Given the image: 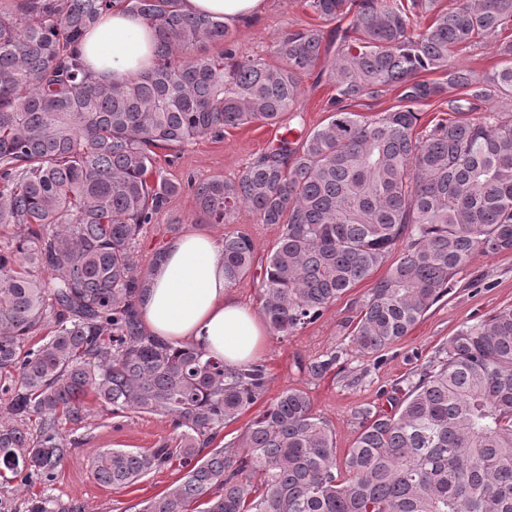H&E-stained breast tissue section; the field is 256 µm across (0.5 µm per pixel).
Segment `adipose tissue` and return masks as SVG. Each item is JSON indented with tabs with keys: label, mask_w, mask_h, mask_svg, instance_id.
Wrapping results in <instances>:
<instances>
[{
	"label": "adipose tissue",
	"mask_w": 512,
	"mask_h": 512,
	"mask_svg": "<svg viewBox=\"0 0 512 512\" xmlns=\"http://www.w3.org/2000/svg\"><path fill=\"white\" fill-rule=\"evenodd\" d=\"M182 8L217 17L229 26H244L260 18L265 0H182ZM156 48L154 27L115 7L86 33L81 52L96 76L121 83L151 69ZM228 289L220 243L189 232L169 240L159 251L139 292L140 318L153 335L192 345L230 366L245 365L260 358L268 327Z\"/></svg>",
	"instance_id": "obj_1"
}]
</instances>
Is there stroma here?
<instances>
[{"label": "stroma", "instance_id": "stroma-1", "mask_svg": "<svg viewBox=\"0 0 512 512\" xmlns=\"http://www.w3.org/2000/svg\"><path fill=\"white\" fill-rule=\"evenodd\" d=\"M313 14L303 0H269L254 24L233 28L232 34L243 55L270 59L279 38L298 24L313 22ZM328 85L317 83L315 75L302 82L300 109L285 113L281 128L311 131L327 118ZM265 129L259 125L230 130L223 139L201 138L185 147L180 155L159 151L156 165L163 176L181 183L183 189L172 196L153 224L140 236L136 251L142 267H149L154 254L178 233L195 228L193 192L188 182L201 183L216 177L235 178L253 159L265 151ZM201 232L223 239L234 232L248 234L255 246V271L232 285L231 294L249 307H257L259 273L279 235L277 226L256 223L248 211H240L234 223L204 224ZM372 286L363 280L336 301L313 324L288 338L269 336L261 357L270 372L268 398L287 388L307 391L315 411L327 419L335 433L336 451L345 455L359 431L356 409L372 405L382 410L392 407L394 384L424 365L462 325L476 322L499 309L512 306V254H474L448 295L433 306L407 336L378 353L363 356L349 347L345 321L354 313L356 301L364 299ZM345 350L343 372L324 379H311L305 371L310 359L332 349ZM169 418L154 414L125 413L92 416L75 434L77 445L63 462L51 486L33 484L28 493L17 495L18 512H24L28 498H46L52 512H136L139 502L152 498L179 476L171 467L151 474L132 486L115 490L100 484L93 475L92 455L99 448H154L171 438Z\"/></svg>", "mask_w": 512, "mask_h": 512}]
</instances>
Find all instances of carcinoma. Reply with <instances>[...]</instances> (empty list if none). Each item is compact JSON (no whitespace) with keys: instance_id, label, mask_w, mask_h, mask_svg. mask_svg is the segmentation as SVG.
Returning a JSON list of instances; mask_svg holds the SVG:
<instances>
[{"instance_id":"carcinoma-1","label":"carcinoma","mask_w":512,"mask_h":512,"mask_svg":"<svg viewBox=\"0 0 512 512\" xmlns=\"http://www.w3.org/2000/svg\"><path fill=\"white\" fill-rule=\"evenodd\" d=\"M114 6L159 36L154 68L122 84L93 77L78 51ZM305 7L320 23L289 29L266 61L237 54L224 22L181 0H0L3 481L56 480L77 444L61 419L134 411L169 417L171 441L100 448L95 479L121 489L174 460L183 471L139 512H512V306L462 326L444 356L397 382L394 409H358L340 461L306 391L265 403V364L229 368L142 328L136 243L182 189L154 169L155 150L275 126L315 70L333 89L325 124L290 129L236 178L193 187L197 224H230L245 208L281 228L258 286L274 334L315 322L383 267L346 322L352 347L376 353L449 293L473 254L512 251V40H499L512 0ZM484 41L496 47L491 70L455 60ZM448 88L451 116L416 131L419 107ZM395 90L391 108L353 111ZM221 245L232 285L254 244L240 232ZM343 354L311 360L308 376L325 378Z\"/></svg>"}]
</instances>
